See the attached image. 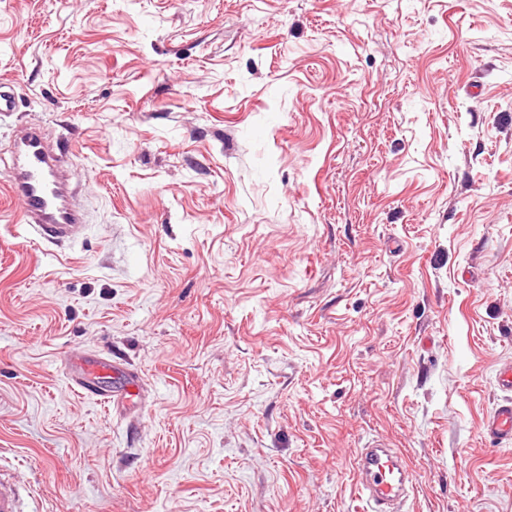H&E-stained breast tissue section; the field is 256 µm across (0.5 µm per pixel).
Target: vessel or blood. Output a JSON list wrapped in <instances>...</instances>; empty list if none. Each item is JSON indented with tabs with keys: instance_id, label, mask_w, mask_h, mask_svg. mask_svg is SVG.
Returning a JSON list of instances; mask_svg holds the SVG:
<instances>
[{
	"instance_id": "obj_1",
	"label": "vessel or blood",
	"mask_w": 512,
	"mask_h": 512,
	"mask_svg": "<svg viewBox=\"0 0 512 512\" xmlns=\"http://www.w3.org/2000/svg\"><path fill=\"white\" fill-rule=\"evenodd\" d=\"M17 164L9 173V190L22 207L24 223L34 236L45 240L75 238L84 226L82 210L73 202L57 159L48 151L43 136L31 131L16 143ZM66 375L75 392L113 405L130 401L129 377L111 358L100 355L73 356ZM498 385L504 392L484 423L488 438L499 444L512 443V365L500 368ZM355 490L366 504V512H390L391 504L411 483V474L389 449H363L355 465ZM0 512H21L17 485L0 475Z\"/></svg>"
}]
</instances>
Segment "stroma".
<instances>
[{"mask_svg": "<svg viewBox=\"0 0 512 512\" xmlns=\"http://www.w3.org/2000/svg\"><path fill=\"white\" fill-rule=\"evenodd\" d=\"M0 470L31 512H512V0H0ZM87 211L36 240L18 130ZM73 349L137 373L105 410ZM498 385L507 396L499 402L484 423V432L497 444L512 443V365L500 368ZM355 490L366 503L367 512H392L390 505L411 484V474L389 449L376 445L364 448L354 465Z\"/></svg>", "mask_w": 512, "mask_h": 512, "instance_id": "35a3bbf8", "label": "stroma"}]
</instances>
